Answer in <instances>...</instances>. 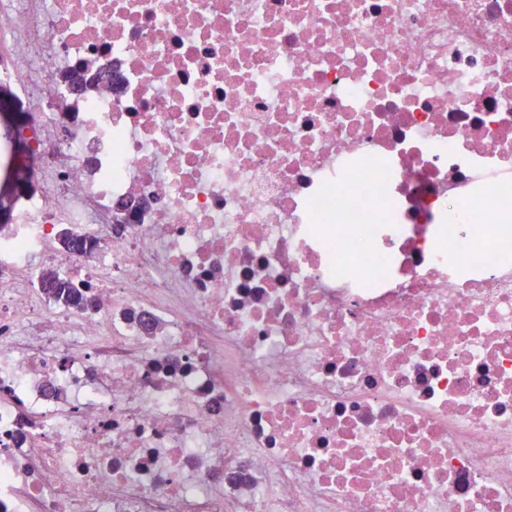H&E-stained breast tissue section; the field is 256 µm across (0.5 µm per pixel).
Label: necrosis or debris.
I'll return each mask as SVG.
<instances>
[{"mask_svg":"<svg viewBox=\"0 0 512 512\" xmlns=\"http://www.w3.org/2000/svg\"><path fill=\"white\" fill-rule=\"evenodd\" d=\"M0 87V512H512V0H0ZM27 103L15 99L8 91L0 90V130L20 125L27 116ZM44 289L56 302L66 305L79 306L84 301V294L69 280H64L53 271H47L43 276Z\"/></svg>","mask_w":512,"mask_h":512,"instance_id":"necrosis-or-debris-1","label":"necrosis or debris"}]
</instances>
